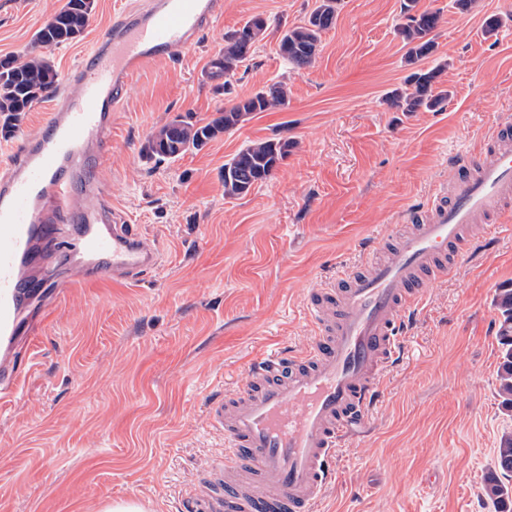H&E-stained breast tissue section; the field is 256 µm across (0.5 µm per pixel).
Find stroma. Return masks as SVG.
Returning <instances> with one entry per match:
<instances>
[{"mask_svg":"<svg viewBox=\"0 0 512 512\" xmlns=\"http://www.w3.org/2000/svg\"><path fill=\"white\" fill-rule=\"evenodd\" d=\"M65 0H0V58L29 50ZM404 0H341L312 64L288 65L278 28L300 24L316 0H224L222 18L176 61L131 79L103 161L106 197L162 265L147 279L76 286L57 300L21 367V390L0 411V512H101L136 499L144 512H182L209 482L224 438L210 396L242 385L250 362L315 330L311 291L367 260L366 243L395 231L405 210L452 182L448 154L479 147L512 122V0H418L439 14L434 55L444 63L436 110L399 112L387 93L411 68L397 33ZM135 0H95L81 39L48 50L65 74L113 12ZM260 15L272 24L230 92L207 77L224 34ZM495 15L503 25L484 32ZM287 108L258 112L202 150L154 165L140 156L177 114L207 122L229 97L275 83ZM289 141L272 177L224 195V163L250 141ZM495 248L465 255L427 293L403 332L364 432L338 448V482L314 512H494L483 494L512 414L499 405L496 293L512 287V222Z\"/></svg>","mask_w":512,"mask_h":512,"instance_id":"1","label":"stroma"}]
</instances>
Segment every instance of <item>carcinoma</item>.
<instances>
[{"mask_svg":"<svg viewBox=\"0 0 512 512\" xmlns=\"http://www.w3.org/2000/svg\"><path fill=\"white\" fill-rule=\"evenodd\" d=\"M340 0H319V4L299 25L283 31L279 52L292 66H309L316 55L321 34L336 20ZM416 0H407L405 22L398 28L408 51L406 63L416 65L435 52L432 33L437 27V13L415 11ZM93 0H67L51 20L35 34L38 44L56 47L79 38L89 24ZM270 24L260 15L248 19L241 27L224 33V51L212 72L215 79H224L229 90V77L248 61ZM443 66L417 69L404 82L387 93L390 104L402 112L434 110L445 101L447 94L434 92ZM58 72L50 59L35 51L8 57V65L0 63V136L8 138L17 129L24 112L34 103L52 96L58 87ZM288 107V90L275 83L251 96L239 98L220 111L219 116L205 124L188 116L176 115L150 134L141 147V157L147 162L174 161L188 152L198 151L220 134L238 126L255 112H267ZM291 143L286 140H258L245 144L224 163V196L238 198L268 180ZM500 313L497 334L500 362L497 369L498 396L503 410L512 412V288H500L496 294ZM497 471L490 474L483 486L494 512H512V433L500 438L496 450Z\"/></svg>","mask_w":512,"mask_h":512,"instance_id":"cac0c4a2","label":"carcinoma"}]
</instances>
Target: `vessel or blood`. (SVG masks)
Segmentation results:
<instances>
[{
	"label": "vessel or blood",
	"instance_id": "b4317fda",
	"mask_svg": "<svg viewBox=\"0 0 512 512\" xmlns=\"http://www.w3.org/2000/svg\"><path fill=\"white\" fill-rule=\"evenodd\" d=\"M223 0H149L115 13L66 75L46 121L22 135L0 167V406L15 391L16 347L33 335L39 298L79 281L136 282L159 255L121 222L100 192L99 167L131 77L146 63L175 60L223 14ZM449 161L457 178L406 218V231L371 241L387 250L312 291L305 314L316 336L298 351H265L244 384L210 399L224 454L187 512H313L332 475L328 462L381 396L398 357L404 319L473 244L478 224L512 212V126L496 125L483 150Z\"/></svg>",
	"mask_w": 512,
	"mask_h": 512
}]
</instances>
